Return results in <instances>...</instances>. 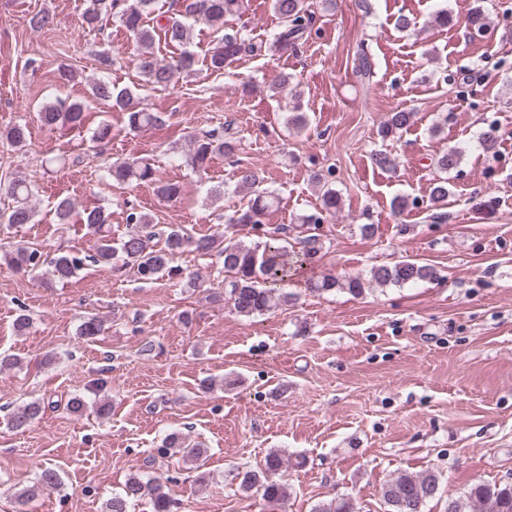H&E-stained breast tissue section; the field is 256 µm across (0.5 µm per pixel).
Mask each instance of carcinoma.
<instances>
[{"label": "carcinoma", "mask_w": 512, "mask_h": 512, "mask_svg": "<svg viewBox=\"0 0 512 512\" xmlns=\"http://www.w3.org/2000/svg\"><path fill=\"white\" fill-rule=\"evenodd\" d=\"M178 9L172 15L161 18L155 15V0H86L82 14L83 23L91 30L103 31L106 17L118 19L121 25L135 39L139 53L137 68L145 85L153 88L169 86L178 73L195 71L196 57L184 49L176 63L166 64L151 52L154 40V28L163 31L165 39L182 48L190 43L192 23L203 21L219 31L223 29L227 18L238 15L244 7V0H178ZM273 12L280 19V25L268 49L286 54L295 52L300 42L312 33L315 16L305 5V0H271ZM262 51V44L251 43L237 34L224 33L218 37V44L209 58L210 69L219 72L238 60L242 55H253ZM356 72L363 77L372 73L373 61L367 46L360 45L355 55ZM91 98L94 102L121 112L125 116L126 126L131 131L156 126L163 122L162 117L151 112L141 101L140 95L131 89H116L105 78L90 84ZM87 103L84 101L55 98L43 103L38 109V119L42 125L51 129L61 126L78 128L84 124ZM413 113L407 111L392 112L381 127L383 138H390L408 127ZM286 124L303 131L308 128L309 118L301 111L300 104H294L286 115ZM27 139V127L13 124L0 130V140L14 147L23 145ZM234 142L224 135V129L208 130L195 137L185 153V163L195 170L206 168L213 157L234 154ZM462 152L450 149L440 155L436 166L442 176L434 179L430 188L432 207L440 210L448 205V178L444 174L458 168ZM108 176L119 185L148 184L154 187L156 195L163 201L177 200L182 194L181 186L176 182L159 178L151 164L139 159H128L112 164ZM235 190L248 194L246 203L227 219L232 227L256 228L264 223L271 208L279 204L275 192L263 186L264 177L251 167H239L235 171ZM10 204L0 211V223L19 226L32 224L35 211L31 200L33 185L25 178L14 177L7 186ZM339 196L336 190L327 186L321 195L320 207L299 218L300 226L322 224L329 216L336 215ZM110 214L102 207L86 209L81 223L98 236V244L91 253H71L59 251L53 255L34 247H20L10 256V261L18 268L36 269L42 265L50 268L52 277L69 280L87 266L110 267L114 272L133 273L137 279L152 281L164 275L177 276L180 267L176 259L187 250L201 255L216 254L224 268V294L228 297L234 311L243 316L263 315L275 305V300L284 302L290 294L274 295L270 283L284 282L288 279L290 268L284 262L286 250L277 245L276 232H271L265 241L247 243L241 239L204 235L195 237L184 229L169 228L162 230L152 224L150 216L136 207H131L126 217V231L117 240L104 234L109 224ZM164 239L158 246L156 239ZM436 278L435 269L418 261L405 260L393 265H379L369 270V278L348 277L344 280L327 275L314 284V288L326 292L336 288L345 289L359 295L365 289V283L380 286L415 285ZM80 335L94 337L103 331L99 317L89 315L80 324ZM54 407L51 402L37 399L15 407L9 416L12 428L21 430L42 416L46 409ZM181 453L197 461L206 451L191 446L179 432H171L163 439L158 448L161 456ZM284 459L281 454L271 451L258 470H247L239 474L240 488L249 492L253 489L261 492L265 500L279 503L288 496V488L278 475L282 471ZM60 484L57 470L51 466L40 467L31 485L18 494L19 507H25L36 499L44 489ZM442 493L441 477L433 471L413 473L402 471L387 480L381 487V497L386 512H424L428 501ZM150 500L152 512H174V498L170 493L168 481L159 477L143 479L130 477L122 492L112 496L105 504V512H128L130 506L143 499ZM315 512H356L355 504L349 499H333L315 508ZM448 512H512V484L478 483L456 496H448Z\"/></svg>", "instance_id": "carcinoma-1"}]
</instances>
